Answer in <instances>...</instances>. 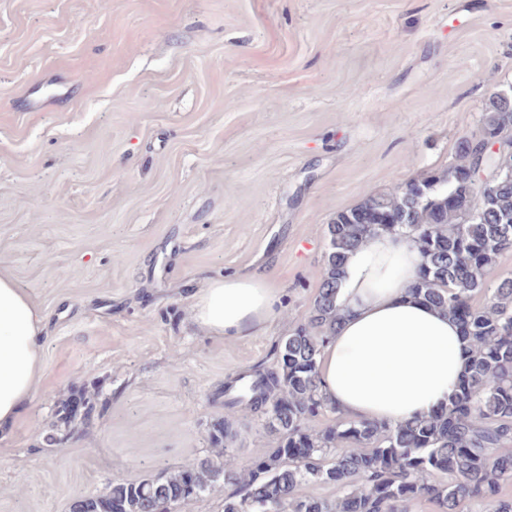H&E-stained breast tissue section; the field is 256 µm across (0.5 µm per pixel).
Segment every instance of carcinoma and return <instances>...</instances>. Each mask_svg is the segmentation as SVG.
<instances>
[{
  "label": "carcinoma",
  "instance_id": "obj_1",
  "mask_svg": "<svg viewBox=\"0 0 512 512\" xmlns=\"http://www.w3.org/2000/svg\"><path fill=\"white\" fill-rule=\"evenodd\" d=\"M499 137L503 167L492 182L466 185V171L487 166L483 138ZM400 233L421 246L424 263L410 286L413 295L459 321L468 364L457 391L440 411L396 425L341 419L321 431L309 423L336 412L318 391V364L341 315L336 296L348 254L368 239ZM325 268L305 324L284 337L276 365L242 375L248 404L264 414L278 444L247 472L221 456L186 461L174 472L138 481H115L102 495L73 500L70 512H170L184 507L186 477L196 496L224 492V512H410L421 500L438 512H461L466 499L485 512H512L499 496L512 480V277L492 286L498 256L512 250V93L496 92L485 107L479 134L459 143L458 162L444 171L397 184L339 211L327 225ZM486 303L473 304L478 294ZM87 393L64 400L58 421L67 424ZM234 437L232 420L210 434L215 448ZM325 485L328 497L300 493Z\"/></svg>",
  "mask_w": 512,
  "mask_h": 512
}]
</instances>
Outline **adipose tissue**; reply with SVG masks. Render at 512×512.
<instances>
[{"mask_svg": "<svg viewBox=\"0 0 512 512\" xmlns=\"http://www.w3.org/2000/svg\"><path fill=\"white\" fill-rule=\"evenodd\" d=\"M423 262L418 244L394 234L350 252L337 306L341 320L319 359L320 390L353 420L398 423L447 404L467 346L456 322L409 292ZM281 312L270 274L207 280L192 302L194 322L210 336L261 331ZM44 316L0 275V430L14 425L43 374Z\"/></svg>", "mask_w": 512, "mask_h": 512, "instance_id": "ef3b65f1", "label": "adipose tissue"}]
</instances>
